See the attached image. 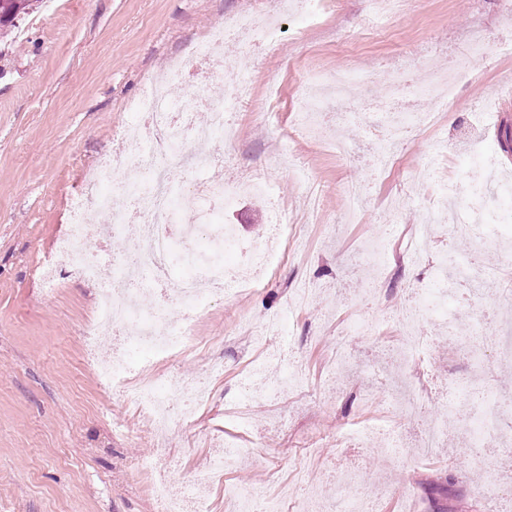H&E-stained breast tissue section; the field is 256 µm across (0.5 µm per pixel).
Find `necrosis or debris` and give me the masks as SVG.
Listing matches in <instances>:
<instances>
[{
	"instance_id": "obj_1",
	"label": "necrosis or debris",
	"mask_w": 512,
	"mask_h": 512,
	"mask_svg": "<svg viewBox=\"0 0 512 512\" xmlns=\"http://www.w3.org/2000/svg\"><path fill=\"white\" fill-rule=\"evenodd\" d=\"M275 12L229 17L199 40L188 56L173 58L163 80L142 89L132 104L138 121L124 130L121 147L90 170L72 202L70 229L56 243L61 261L99 290L94 315L85 326V346L90 349L108 342L112 354L99 362L98 380L105 388L129 391L137 412L152 422L154 441L178 428L193 432L200 406L211 398V380L224 373V361L204 356L199 377L187 379L177 374L147 376L149 360L191 352L195 323L210 301L234 290L245 273L261 270L271 259L265 245L243 246L222 220L224 206L232 205L240 194L261 191L273 198L274 187L265 175L254 174L229 189L197 181L180 187L175 175L203 173L222 162L225 143L236 135L228 111L247 112L254 104L245 75L225 73L224 45L232 43L243 58L257 49H278L281 37ZM223 75L230 78V93L221 99L211 97L209 82ZM190 78L195 81L192 94L171 95V85ZM361 80L359 73L350 70L332 75L308 72L305 92L293 109L308 118L310 128L333 135L336 115L350 108L353 90ZM453 99L452 83L444 74H432L409 96L398 78H389L376 108L386 121L387 134L373 143L375 163L382 168L393 165L394 148L407 128L422 125L430 117V108H446ZM424 101L429 104L425 110L420 107ZM202 112L207 115L203 124L198 121ZM502 191L506 208L480 220L463 216L452 227L455 235L472 240L474 250L492 245L494 225L512 222V186L503 185ZM188 209L196 215V223L184 222L182 215ZM97 213L107 216L106 233L111 237L123 235L131 222L139 223L138 236L125 255L104 257L88 231ZM290 222L283 203L273 198L272 236L284 237ZM148 290L155 300L145 307L140 298ZM454 292L443 270L421 288L418 304L409 306L400 323L402 364L416 361L421 351L430 348L417 328L419 309H447ZM462 410L472 416L467 440L479 449L477 467H485L512 446V413L504 409L499 395L475 405L464 403ZM238 454V449L213 445L206 468L193 475L176 499L168 493L166 476L157 472L170 455L168 449L137 460L135 468L156 474L151 485L156 512H211L205 489Z\"/></svg>"
}]
</instances>
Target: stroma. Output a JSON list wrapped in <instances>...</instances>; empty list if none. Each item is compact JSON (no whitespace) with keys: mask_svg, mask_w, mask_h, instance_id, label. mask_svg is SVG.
<instances>
[{"mask_svg":"<svg viewBox=\"0 0 512 512\" xmlns=\"http://www.w3.org/2000/svg\"><path fill=\"white\" fill-rule=\"evenodd\" d=\"M257 0H37L13 29L0 36V503L9 512H154L149 476L134 461L154 453L151 423L131 403L104 390L96 367L84 361L81 328L94 308L96 290L65 265L59 285L46 291L39 279L53 261V244L70 222V202L81 193L89 170L111 154L119 132L132 122L128 106L146 80L163 78L169 59L189 53L225 15L257 7ZM371 0H340L337 9L308 20L298 11L282 14V48L253 58L228 54L227 69H247L256 103L276 94L274 116L243 112L237 135L224 148L215 181L235 184L262 172L275 183L295 217H306L305 188L321 190L317 223L305 225L297 244L300 256L277 254L263 283L212 301L196 323L200 350L224 359V374L213 381V397L198 414L202 432L195 442L174 432L165 439L169 491L181 495L193 472L208 458V439L237 442L242 452L228 485H249L307 505L317 494L326 512L336 503V484L355 472L352 488L375 512H437L429 485L453 481L448 512H486L472 489L475 472L463 442L467 419L451 421L450 437L435 454L416 448L380 450V432L415 438L422 424L408 420L399 407L408 389L421 390L432 407L447 404L459 385L474 397L501 392V374L512 366L485 360L480 378L443 325L424 319L430 354L408 369L394 366L397 318L410 293L434 276L441 258H467L493 285L486 300L494 315L478 339L493 353L496 326L512 319V223L503 225L497 245L464 252L452 232H439L419 263H411L399 243L413 231L423 205L439 183L459 186L476 177L463 149L478 142L487 163L512 180V99L499 95L494 107L481 105L504 74H512V53L501 37L512 24L498 0H417L393 21L385 38L348 55L337 51L369 12ZM488 42V56L458 80L448 110L431 125L407 132L400 164L375 166L373 141L386 129L363 119L372 98L382 95L385 78L401 74L409 84L424 80L418 58L428 56L444 71L476 34ZM353 69L372 77L371 87H355L361 116L341 131L351 153L340 158L320 139L294 131L291 106L301 93L305 71ZM442 144L434 153V144ZM304 160L296 171L291 158ZM362 186L357 223L341 218L349 186ZM407 207L394 217L391 203ZM243 245L264 242L269 224L265 198L244 194L225 209ZM390 239L382 264L367 269L362 248L374 238ZM315 293L313 304L288 309L299 283ZM280 316L272 333L275 348L303 368L313 391L302 398L286 392L269 400L243 401L240 382L257 352L250 325ZM360 318L379 326L375 338L352 333ZM350 364L333 372L337 350ZM246 402L249 428H241L230 409ZM371 424L378 434L369 442L338 449L337 439Z\"/></svg>","mask_w":512,"mask_h":512,"instance_id":"35a3bbf8","label":"stroma"}]
</instances>
